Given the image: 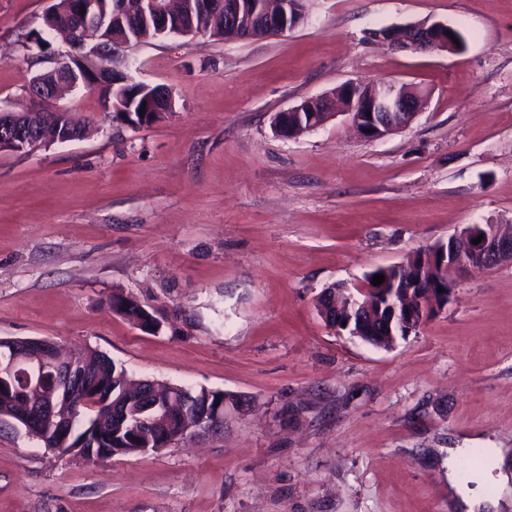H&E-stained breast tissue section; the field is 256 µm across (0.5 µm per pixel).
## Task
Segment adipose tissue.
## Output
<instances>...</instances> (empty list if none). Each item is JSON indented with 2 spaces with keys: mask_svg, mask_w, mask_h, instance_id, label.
I'll list each match as a JSON object with an SVG mask.
<instances>
[{
  "mask_svg": "<svg viewBox=\"0 0 512 512\" xmlns=\"http://www.w3.org/2000/svg\"><path fill=\"white\" fill-rule=\"evenodd\" d=\"M508 454L511 453L504 448L488 449L485 466L466 480L461 478L456 463H449L448 486L454 495V504L461 512H487L488 508L497 506V499L488 497L483 488L490 482L504 487L512 481V476L503 471Z\"/></svg>",
  "mask_w": 512,
  "mask_h": 512,
  "instance_id": "ef3b65f1",
  "label": "adipose tissue"
}]
</instances>
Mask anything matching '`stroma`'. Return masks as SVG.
I'll return each mask as SVG.
<instances>
[{
  "label": "stroma",
  "instance_id": "obj_1",
  "mask_svg": "<svg viewBox=\"0 0 512 512\" xmlns=\"http://www.w3.org/2000/svg\"><path fill=\"white\" fill-rule=\"evenodd\" d=\"M253 41L164 37L131 77L173 113L131 126L77 88L88 136L0 152V338L109 356L129 376L224 394L220 432L93 466L0 423V512H449L448 451L512 448V263L457 276L392 348L330 328L334 284L471 224H512V0H304ZM47 0H0V106L35 69ZM442 22L457 54L375 30ZM345 82L427 89L396 134L339 115L286 139L272 119ZM133 295L160 334L112 310Z\"/></svg>",
  "mask_w": 512,
  "mask_h": 512
}]
</instances>
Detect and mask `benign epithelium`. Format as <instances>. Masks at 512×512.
I'll list each match as a JSON object with an SVG mask.
<instances>
[{
    "mask_svg": "<svg viewBox=\"0 0 512 512\" xmlns=\"http://www.w3.org/2000/svg\"><path fill=\"white\" fill-rule=\"evenodd\" d=\"M224 12V39L251 40L281 35L297 27L304 10L296 0H138L137 11L128 7V0H68L65 22L68 50L58 54L54 65L29 81L25 101L13 108H0V151L27 152L49 142L44 128L61 124L68 111L54 104L64 89L84 87L98 90L109 81L122 97L129 86H136L125 71L128 53L138 44L134 31L156 27V35L196 37L205 33L197 20ZM373 37L393 49L426 52H455L462 39L458 31L441 22L418 23L377 30ZM88 58H102L104 68L96 73H82L75 66ZM428 99V92L404 84L382 82L362 85L346 82L333 93L307 98L288 108L290 112H321L322 121L335 115L336 105L349 115L358 134L365 140H377L405 129ZM154 111H174V98L164 88L156 89ZM482 238L475 245L473 240ZM512 262V227L503 224H472L448 238V251L438 261L440 278L448 284L441 292L425 290V298L410 303L397 282L375 292L366 287L358 294H345L346 318H338L336 330L350 331L365 342L382 348L393 345L395 330L423 322L441 312L453 292V276L465 270L485 269ZM385 303L391 312L385 322V334L373 336L365 327L361 313L374 303ZM24 369L25 393L33 397L16 410L0 412V418L22 426L36 438L53 437L66 445L75 429V418L84 403L81 391L91 385V377L78 356H65L59 346L47 339L17 338L0 352V389L14 382V373ZM137 387L129 389L126 407L133 411V424L154 427L170 414V407L157 404L138 407ZM224 413L214 419L209 412L200 414L197 422L183 431V438L201 433H214L222 427Z\"/></svg>",
    "mask_w": 512,
    "mask_h": 512,
    "instance_id": "1",
    "label": "benign epithelium"
}]
</instances>
